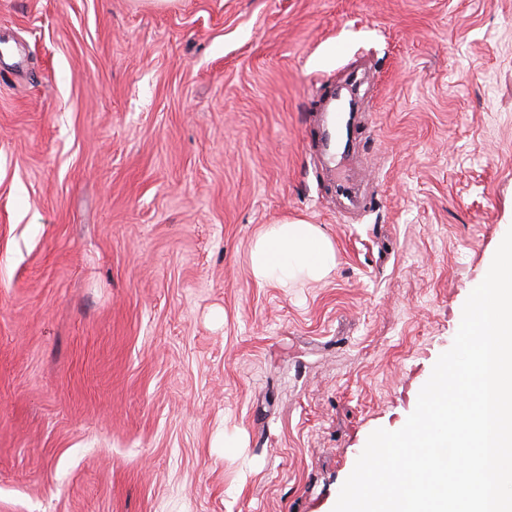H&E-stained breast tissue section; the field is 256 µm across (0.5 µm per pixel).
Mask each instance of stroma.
Wrapping results in <instances>:
<instances>
[{
	"label": "stroma",
	"mask_w": 512,
	"mask_h": 512,
	"mask_svg": "<svg viewBox=\"0 0 512 512\" xmlns=\"http://www.w3.org/2000/svg\"><path fill=\"white\" fill-rule=\"evenodd\" d=\"M0 45V512H333L512 229V0H0ZM285 219L328 279L253 281ZM329 118V126L324 131V148L330 164L336 163L337 151L345 133H348L347 120L345 121L344 112L341 109L333 108ZM248 264L256 283L288 288L328 277L336 266V248L319 225L285 220L262 225L251 242Z\"/></svg>",
	"instance_id": "35a3bbf8"
}]
</instances>
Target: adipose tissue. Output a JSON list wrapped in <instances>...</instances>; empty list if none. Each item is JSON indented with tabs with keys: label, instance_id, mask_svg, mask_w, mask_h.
Returning a JSON list of instances; mask_svg holds the SVG:
<instances>
[{
	"label": "adipose tissue",
	"instance_id": "1",
	"mask_svg": "<svg viewBox=\"0 0 512 512\" xmlns=\"http://www.w3.org/2000/svg\"><path fill=\"white\" fill-rule=\"evenodd\" d=\"M248 264L256 283L288 288L328 277L336 266V248L319 225L285 220L262 225L251 242Z\"/></svg>",
	"mask_w": 512,
	"mask_h": 512
}]
</instances>
